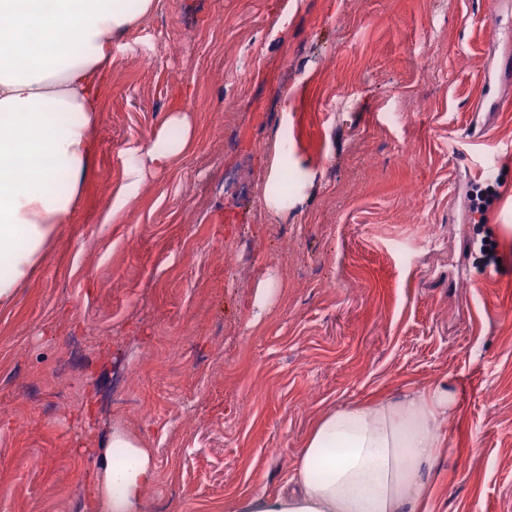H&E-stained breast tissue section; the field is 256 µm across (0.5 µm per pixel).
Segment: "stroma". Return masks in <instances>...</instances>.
I'll return each mask as SVG.
<instances>
[{
  "label": "stroma",
  "instance_id": "obj_1",
  "mask_svg": "<svg viewBox=\"0 0 512 512\" xmlns=\"http://www.w3.org/2000/svg\"><path fill=\"white\" fill-rule=\"evenodd\" d=\"M510 43L488 0H161L100 78L74 223L0 311V512L87 501L115 419L157 456L141 512H228L281 489L324 412L444 379L431 512H512V111L474 110ZM182 106L191 152L103 223ZM474 126L491 172L452 153ZM283 132L284 214L259 200Z\"/></svg>",
  "mask_w": 512,
  "mask_h": 512
}]
</instances>
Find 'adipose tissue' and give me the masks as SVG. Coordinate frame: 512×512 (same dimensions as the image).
<instances>
[{"label": "adipose tissue", "instance_id": "obj_1", "mask_svg": "<svg viewBox=\"0 0 512 512\" xmlns=\"http://www.w3.org/2000/svg\"><path fill=\"white\" fill-rule=\"evenodd\" d=\"M158 0H0V310L9 309L62 225L71 223L100 120L99 77ZM187 110H172L145 150L130 151L105 223L120 219L147 172L193 147ZM457 399L441 382L400 397L349 402L309 431L282 489L232 512H427ZM157 477L153 449L126 426L106 431L91 496L96 512H139Z\"/></svg>", "mask_w": 512, "mask_h": 512}]
</instances>
